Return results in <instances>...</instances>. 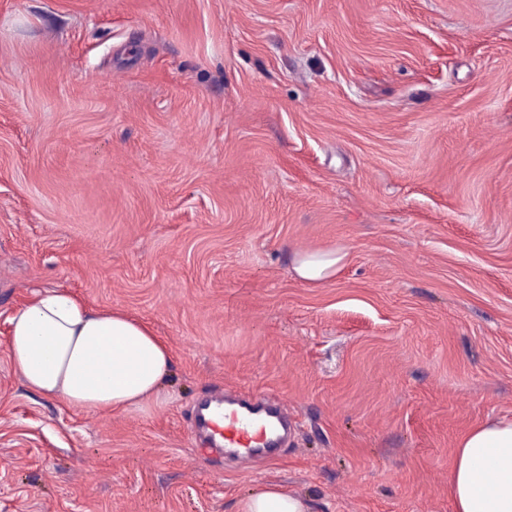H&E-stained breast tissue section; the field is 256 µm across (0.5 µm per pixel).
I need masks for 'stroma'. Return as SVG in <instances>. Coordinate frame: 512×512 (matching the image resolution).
I'll list each match as a JSON object with an SVG mask.
<instances>
[{"label":"stroma","mask_w":512,"mask_h":512,"mask_svg":"<svg viewBox=\"0 0 512 512\" xmlns=\"http://www.w3.org/2000/svg\"><path fill=\"white\" fill-rule=\"evenodd\" d=\"M43 288L148 323L161 395L29 393L8 319ZM230 391L287 402L277 459L200 457ZM503 416L512 0H0V512H453ZM343 256L335 251L297 253L294 270L297 275L309 282H320L336 274V266ZM237 512H311L306 499L280 486H268L262 492L240 501Z\"/></svg>","instance_id":"1"}]
</instances>
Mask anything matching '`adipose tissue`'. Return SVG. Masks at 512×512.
Wrapping results in <instances>:
<instances>
[{"label": "adipose tissue", "instance_id": "adipose-tissue-1", "mask_svg": "<svg viewBox=\"0 0 512 512\" xmlns=\"http://www.w3.org/2000/svg\"><path fill=\"white\" fill-rule=\"evenodd\" d=\"M8 353L31 391L87 413L119 412L157 396L171 368L167 345L148 324L63 288L35 292L15 309ZM449 495L454 512H512V419L466 432ZM237 512H310V505L270 486L241 500Z\"/></svg>", "mask_w": 512, "mask_h": 512}]
</instances>
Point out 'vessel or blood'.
I'll return each instance as SVG.
<instances>
[{
    "instance_id": "obj_1",
    "label": "vessel or blood",
    "mask_w": 512,
    "mask_h": 512,
    "mask_svg": "<svg viewBox=\"0 0 512 512\" xmlns=\"http://www.w3.org/2000/svg\"><path fill=\"white\" fill-rule=\"evenodd\" d=\"M291 414L278 397L228 395L198 405L194 434L203 449L228 450L245 462L275 458Z\"/></svg>"
}]
</instances>
